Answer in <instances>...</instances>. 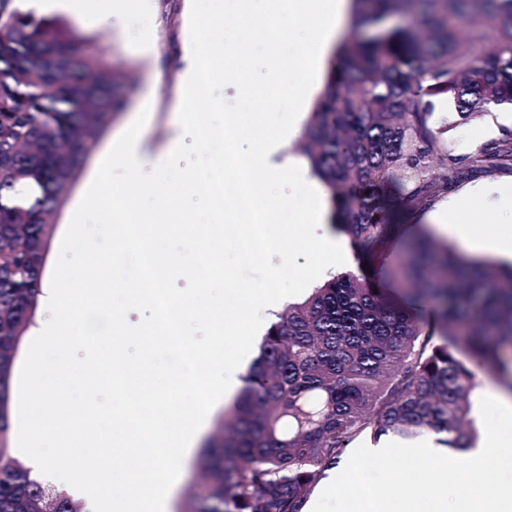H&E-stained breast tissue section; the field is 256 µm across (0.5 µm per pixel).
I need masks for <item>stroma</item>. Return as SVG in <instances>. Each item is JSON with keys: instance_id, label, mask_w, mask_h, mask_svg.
<instances>
[{"instance_id": "obj_1", "label": "stroma", "mask_w": 512, "mask_h": 512, "mask_svg": "<svg viewBox=\"0 0 512 512\" xmlns=\"http://www.w3.org/2000/svg\"><path fill=\"white\" fill-rule=\"evenodd\" d=\"M126 16L134 33L130 39L100 25L77 22L62 11L46 15L52 28L86 35V42L80 45L83 53L105 55L120 76L118 92L126 100L125 107L115 114L95 152L76 177L64 205L52 218L53 229L45 264L49 271L54 268L71 217L113 137L135 120L144 98L153 99L151 113L143 128L147 139L162 145L182 133L178 121L181 106L178 48L189 21L186 0H131ZM510 124L512 113L508 111L482 115L453 132L449 145L456 153H469L483 143L498 139L501 128ZM471 229L475 244L467 249V256L494 259L500 230L498 210L482 208Z\"/></svg>"}]
</instances>
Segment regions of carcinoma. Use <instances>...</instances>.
I'll use <instances>...</instances> for the list:
<instances>
[{
  "label": "carcinoma",
  "mask_w": 512,
  "mask_h": 512,
  "mask_svg": "<svg viewBox=\"0 0 512 512\" xmlns=\"http://www.w3.org/2000/svg\"><path fill=\"white\" fill-rule=\"evenodd\" d=\"M359 35L334 53L305 146L336 227L365 261L394 243L413 293L390 297L359 268L332 276L268 327L188 512H303L362 435L423 431L458 450L479 360L512 391V262L468 259L417 217L462 183L512 172V129L468 155L443 135L512 107V0H354ZM408 16L425 35L389 24ZM82 34L0 0V416L36 307L49 217L121 108L118 75ZM445 99L453 124L430 122ZM438 300L423 311L425 297ZM0 512H83L29 478L0 428Z\"/></svg>",
  "instance_id": "1"
}]
</instances>
